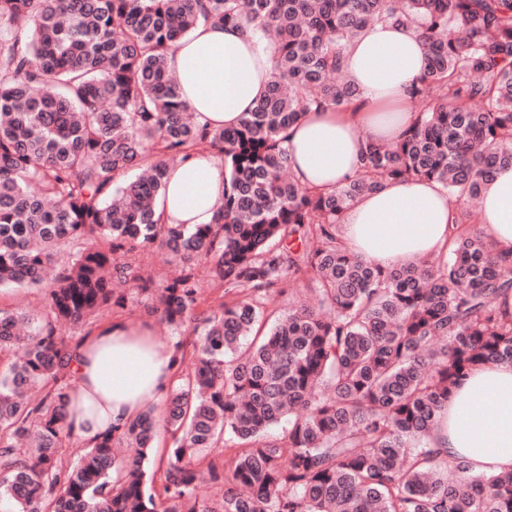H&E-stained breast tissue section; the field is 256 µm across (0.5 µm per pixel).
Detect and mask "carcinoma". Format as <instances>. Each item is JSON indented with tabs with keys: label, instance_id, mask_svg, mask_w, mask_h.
<instances>
[{
	"label": "carcinoma",
	"instance_id": "1",
	"mask_svg": "<svg viewBox=\"0 0 512 512\" xmlns=\"http://www.w3.org/2000/svg\"><path fill=\"white\" fill-rule=\"evenodd\" d=\"M260 32L267 93L239 126L198 124L167 64L199 17ZM373 22L427 51L417 127L371 144L332 191L298 184L287 129L359 98L342 58ZM224 161L214 224H164L154 200L191 150ZM512 167V0H0V288H42L45 317L0 310V512H512V471L448 461L428 437L470 371L512 363V259L476 224ZM388 179L448 189V253L381 268L341 243V215ZM86 244L45 284L70 244ZM181 266L160 284L138 256ZM224 288L201 311L195 269ZM313 283L267 323L268 304ZM140 302L191 347L163 415L147 407L63 466L78 326ZM284 425L283 432L271 430ZM172 434L147 480L160 426ZM233 453L219 464L218 447ZM207 483L224 495L200 497Z\"/></svg>",
	"mask_w": 512,
	"mask_h": 512
}]
</instances>
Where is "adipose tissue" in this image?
<instances>
[{"instance_id":"adipose-tissue-1","label":"adipose tissue","mask_w":512,"mask_h":512,"mask_svg":"<svg viewBox=\"0 0 512 512\" xmlns=\"http://www.w3.org/2000/svg\"><path fill=\"white\" fill-rule=\"evenodd\" d=\"M183 99L199 124L237 127L268 87L272 57L254 34L198 20L168 58ZM426 67L415 27L374 23L345 52L344 74L361 98L356 110L307 113L287 131L291 173L301 185L332 190L354 175L369 144L393 142L417 121L409 88ZM223 161L189 153L168 175L155 210L166 224H211L229 188ZM451 206L434 182L385 181L347 210L339 226L344 246L365 261L391 266L448 249ZM483 230L512 251V167L498 170L481 201ZM174 349L163 348L149 325L111 322L79 346L69 409L83 442L102 437L162 404L173 381ZM447 459L468 457L476 471L512 469V364L476 369L451 390L441 423L429 437Z\"/></svg>"}]
</instances>
